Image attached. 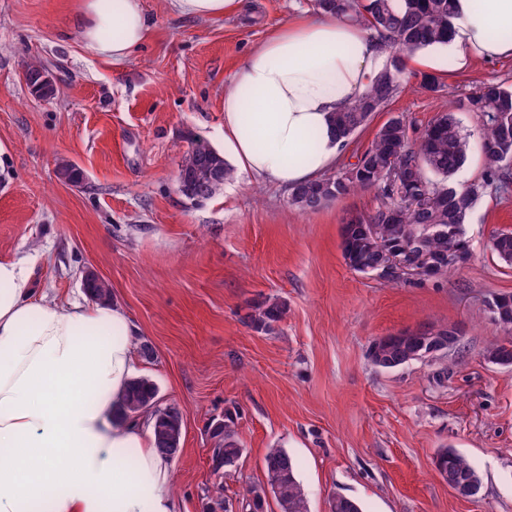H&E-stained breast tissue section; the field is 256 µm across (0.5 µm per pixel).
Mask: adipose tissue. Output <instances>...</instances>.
<instances>
[{
	"label": "adipose tissue",
	"mask_w": 512,
	"mask_h": 512,
	"mask_svg": "<svg viewBox=\"0 0 512 512\" xmlns=\"http://www.w3.org/2000/svg\"><path fill=\"white\" fill-rule=\"evenodd\" d=\"M456 68L512 57V0H454ZM95 56L122 61L150 34L141 0H82ZM387 51L347 19L297 16L241 61L224 93L223 154L287 189L320 178L346 142L333 118L365 94ZM140 331L126 311L34 299L25 265L0 261V512H181L152 429L121 419Z\"/></svg>",
	"instance_id": "obj_1"
}]
</instances>
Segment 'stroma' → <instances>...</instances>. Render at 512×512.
I'll use <instances>...</instances> for the list:
<instances>
[{
    "label": "stroma",
    "mask_w": 512,
    "mask_h": 512,
    "mask_svg": "<svg viewBox=\"0 0 512 512\" xmlns=\"http://www.w3.org/2000/svg\"><path fill=\"white\" fill-rule=\"evenodd\" d=\"M151 34L118 63L87 51L74 24L80 0H0V260L28 268L35 296L82 299L95 270L112 302L140 330L136 374L158 387L159 404L183 418L173 461L182 512H203L223 485L238 503L264 482L267 449H285L309 512H328L332 495L363 512H512V367L488 362L501 339L486 302L512 292V267L490 250L494 232L512 230V191L490 192L465 224L471 256L447 278L386 281L358 273L342 257L341 225L379 200L357 191L319 211L291 206L289 193L248 173L195 203L178 189L190 139L224 147V92L237 65L313 0H239L233 13L198 19L171 0H142ZM406 63L397 95L348 141L344 169L390 115L420 135L438 113L454 111L471 149L453 180L480 179L485 160L479 118L458 101L483 82L512 86V58L459 70L437 47ZM41 62L55 80L49 100L32 95L25 72ZM439 75L431 92L420 73ZM67 160L80 185L60 181ZM287 301L270 334L244 322L250 302ZM454 325L458 348L437 361L386 370L368 355L377 338ZM447 378H440V371ZM238 408L244 454L236 471L214 475L212 423ZM446 447L483 477L478 498L456 497L434 466Z\"/></svg>",
    "instance_id": "obj_1"
}]
</instances>
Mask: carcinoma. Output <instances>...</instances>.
Masks as SVG:
<instances>
[{"label": "carcinoma", "mask_w": 512, "mask_h": 512, "mask_svg": "<svg viewBox=\"0 0 512 512\" xmlns=\"http://www.w3.org/2000/svg\"><path fill=\"white\" fill-rule=\"evenodd\" d=\"M318 12L347 17L379 37L389 49L390 61L371 88L348 110L336 113L334 122L341 138L347 140L366 126L376 112H382L396 95L402 73V56L448 42L454 27L453 0H314ZM41 64L31 65L26 81L40 99H51L55 85L43 82ZM460 106L480 119V143L484 145L485 170L482 177L460 188L452 177L463 166L470 148L454 113L443 112L417 139L410 136L404 115L390 117L378 129L371 145L348 168L290 190L292 206L302 212H315L331 201L352 192L372 191L379 204L368 214L355 215L356 222L342 225V256L349 268L373 274L383 257L404 244L418 230V240L410 248L409 266L389 281L422 277L416 269L432 266L430 277L448 276L455 267L448 264V248L469 246L464 224L476 200L488 192L507 189L512 183V86L487 82L475 86ZM220 172L224 179L234 170L224 155L208 142L194 139L183 155L178 182L188 200L209 190L210 175ZM58 177L68 183L81 180L78 169L63 160ZM490 247L497 258L512 265V231L501 230L491 236ZM87 295L100 302L112 301L111 284L98 277L86 286ZM287 312L282 300L265 299L255 303L245 322L255 331L275 330ZM492 322L503 338L489 350L495 363L512 367V294ZM435 343L431 330L420 329L380 337L369 347V356L381 368L394 369L416 360ZM158 388L147 378L133 380L123 397L121 417L130 419L151 412L156 451L171 461L180 452L183 423L175 406L157 407ZM212 435L224 439V447L212 454L213 471L239 465L244 449L235 437L232 412L212 427ZM435 464L446 474L481 478L478 470L453 448L441 450ZM265 482L246 488L243 512H267L268 496H273L279 512H308L305 494L297 480V464L283 448H270L263 458ZM330 512H362L359 503L336 494L329 499Z\"/></svg>", "instance_id": "carcinoma-1"}]
</instances>
